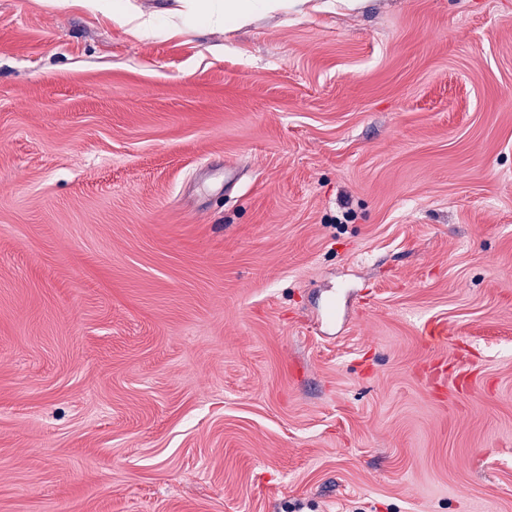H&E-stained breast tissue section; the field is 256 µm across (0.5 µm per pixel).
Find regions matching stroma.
<instances>
[{
    "instance_id": "stroma-1",
    "label": "stroma",
    "mask_w": 512,
    "mask_h": 512,
    "mask_svg": "<svg viewBox=\"0 0 512 512\" xmlns=\"http://www.w3.org/2000/svg\"><path fill=\"white\" fill-rule=\"evenodd\" d=\"M197 2L0 0V512H512V0ZM279 0H219L204 16L206 23L222 26L246 24L259 9L273 10L279 7Z\"/></svg>"
}]
</instances>
